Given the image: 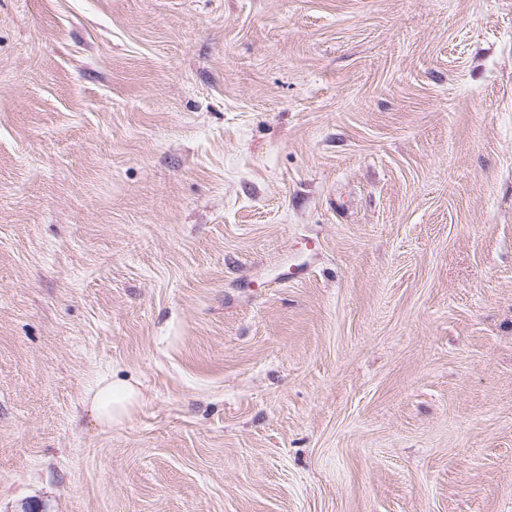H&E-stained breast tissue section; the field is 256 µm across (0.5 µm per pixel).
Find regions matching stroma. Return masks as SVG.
Returning a JSON list of instances; mask_svg holds the SVG:
<instances>
[{
	"label": "stroma",
	"mask_w": 512,
	"mask_h": 512,
	"mask_svg": "<svg viewBox=\"0 0 512 512\" xmlns=\"http://www.w3.org/2000/svg\"><path fill=\"white\" fill-rule=\"evenodd\" d=\"M31 503L512 512V0H0ZM141 399L138 382L113 371L101 374L87 393L90 414L98 425L106 428L127 421Z\"/></svg>",
	"instance_id": "stroma-1"
}]
</instances>
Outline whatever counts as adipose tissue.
<instances>
[{
    "mask_svg": "<svg viewBox=\"0 0 512 512\" xmlns=\"http://www.w3.org/2000/svg\"><path fill=\"white\" fill-rule=\"evenodd\" d=\"M141 399L137 381L114 372L101 374L87 393L91 415L98 425L106 428L127 421Z\"/></svg>",
    "mask_w": 512,
    "mask_h": 512,
    "instance_id": "adipose-tissue-1",
    "label": "adipose tissue"
}]
</instances>
